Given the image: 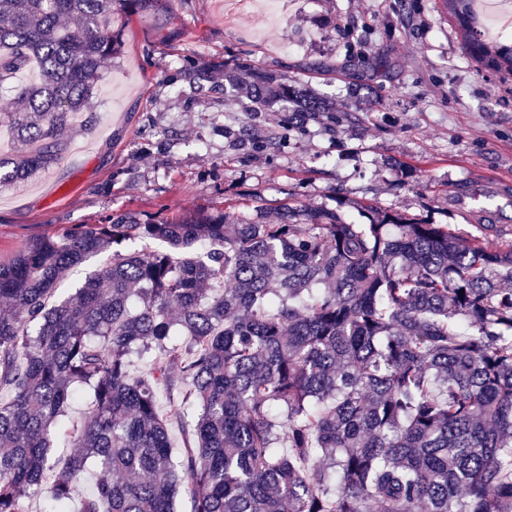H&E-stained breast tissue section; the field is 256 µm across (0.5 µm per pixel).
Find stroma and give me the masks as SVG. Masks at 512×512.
Here are the masks:
<instances>
[{"mask_svg":"<svg viewBox=\"0 0 512 512\" xmlns=\"http://www.w3.org/2000/svg\"><path fill=\"white\" fill-rule=\"evenodd\" d=\"M440 0H288L267 19L250 0H165L116 8L122 46L74 128L62 160L18 190L0 191V262L29 240L129 211L161 220L199 209L278 223L283 203L398 212L469 233L512 218L489 187L512 184V77L480 69ZM362 54L382 69L353 70ZM247 57L321 95L371 87L364 111L320 113L273 151L276 111H225L224 64ZM263 209H256V199Z\"/></svg>","mask_w":512,"mask_h":512,"instance_id":"obj_1","label":"stroma"}]
</instances>
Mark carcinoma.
Masks as SVG:
<instances>
[{
    "mask_svg": "<svg viewBox=\"0 0 512 512\" xmlns=\"http://www.w3.org/2000/svg\"><path fill=\"white\" fill-rule=\"evenodd\" d=\"M123 0H0V186L62 157L118 40ZM463 50L512 75L471 0H444ZM299 121L352 112L247 58L224 65V106ZM283 207L148 222L128 212L28 242L0 264V512H512V241L366 208ZM162 241L164 252L119 249ZM109 255L71 297L66 273ZM149 357L136 376L132 357ZM89 392L84 421L72 401ZM164 391L169 415L161 414ZM183 435L174 457L172 426ZM77 449L58 467L61 436ZM102 470L83 488L88 459ZM51 486H46L48 477Z\"/></svg>",
    "mask_w": 512,
    "mask_h": 512,
    "instance_id": "1",
    "label": "carcinoma"
}]
</instances>
